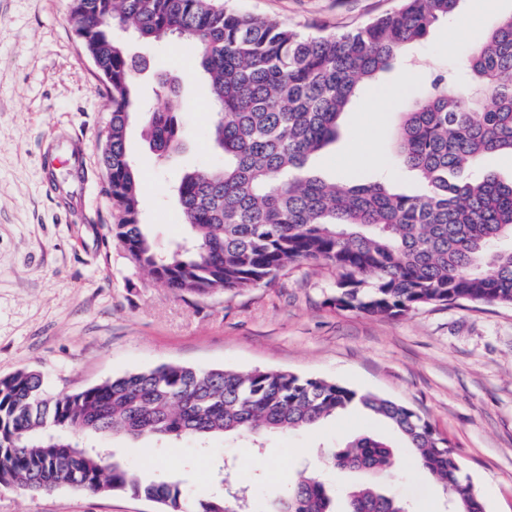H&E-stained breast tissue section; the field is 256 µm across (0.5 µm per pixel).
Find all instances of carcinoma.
I'll list each match as a JSON object with an SVG mask.
<instances>
[{"instance_id": "obj_1", "label": "carcinoma", "mask_w": 512, "mask_h": 512, "mask_svg": "<svg viewBox=\"0 0 512 512\" xmlns=\"http://www.w3.org/2000/svg\"><path fill=\"white\" fill-rule=\"evenodd\" d=\"M460 0H402L353 31L312 35L226 10L218 0H72L85 47L110 78L108 143L100 163L112 237L128 264L174 292L247 291L299 261L335 268L342 309L400 317L420 306L461 302L512 306V181L477 172L483 155L512 157V14L474 43L453 79L433 78L397 135V165L416 193L380 180L326 182L310 158L336 141L361 84L377 81L441 19L460 20ZM147 43L175 37L208 76L211 137L219 167L184 174L176 187L186 237L159 255L143 224L139 176L127 151L136 110L129 58L116 32ZM145 135L162 158L181 135L180 110L145 113ZM353 403L386 420L416 465L443 484L451 503L484 504L451 442L410 406L343 384L281 371L196 369L165 364L84 390L51 396L43 377L0 378V490L69 487L154 501L183 512L190 490L145 483L129 465L86 441L99 437L204 443L310 427ZM333 468L395 467L393 447L370 435L331 452ZM224 494L196 512H249V484L221 478ZM346 512H408L372 486L347 495ZM268 512H336L320 477L302 471Z\"/></svg>"}]
</instances>
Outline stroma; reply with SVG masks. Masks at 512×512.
I'll use <instances>...</instances> for the list:
<instances>
[{
  "label": "stroma",
  "mask_w": 512,
  "mask_h": 512,
  "mask_svg": "<svg viewBox=\"0 0 512 512\" xmlns=\"http://www.w3.org/2000/svg\"><path fill=\"white\" fill-rule=\"evenodd\" d=\"M400 0H224L226 8L298 30L328 34L359 27ZM475 27L456 48L455 24L442 20L412 47L411 69L393 68L365 84L342 116L340 133L310 161L329 181L354 176L412 191V173L393 162L392 134L428 76L456 69L470 47L504 16L512 0H461ZM145 60L137 96L163 108L162 81L182 105V148L159 160L132 115L127 147L138 172L147 231L160 254L185 236L173 189L184 170L222 163L208 137L209 83L183 78L190 63L170 42L130 43ZM414 80H407V73ZM109 122L105 84L95 69L69 0H0V378L40 373L50 393H73L130 372L180 364L241 372L277 370L342 383L420 412L455 446L486 512H512V307L426 305L402 317L370 316L333 303L338 275L296 263L245 292L175 293L130 268L112 241L111 206L100 153ZM398 443L384 421L355 406L313 427L267 435L262 450L243 436L215 438L205 452L190 440L102 438L115 459L147 480L181 482L198 500L220 492L223 462L264 477L250 512H267L278 483L317 468L321 455L361 435ZM337 490L371 484L413 512H448L445 490L426 472L336 470ZM0 512H161L147 499L69 488L31 496L0 490Z\"/></svg>",
  "instance_id": "1"
}]
</instances>
